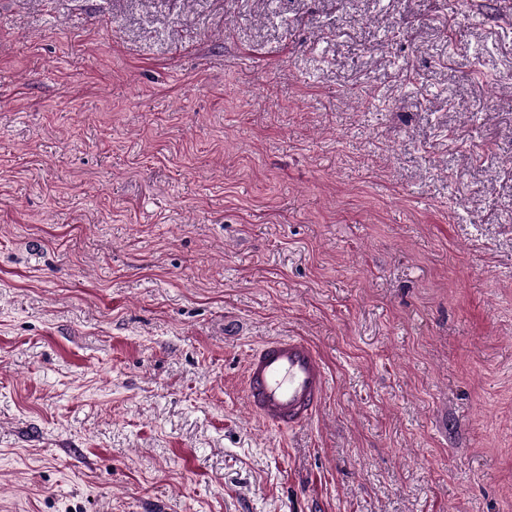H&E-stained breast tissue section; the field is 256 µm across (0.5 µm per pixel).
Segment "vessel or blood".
<instances>
[{"label": "vessel or blood", "mask_w": 512, "mask_h": 512, "mask_svg": "<svg viewBox=\"0 0 512 512\" xmlns=\"http://www.w3.org/2000/svg\"><path fill=\"white\" fill-rule=\"evenodd\" d=\"M328 385L319 352L297 336L264 341L248 355L243 367L249 410L278 430L308 425L319 413Z\"/></svg>", "instance_id": "1"}]
</instances>
